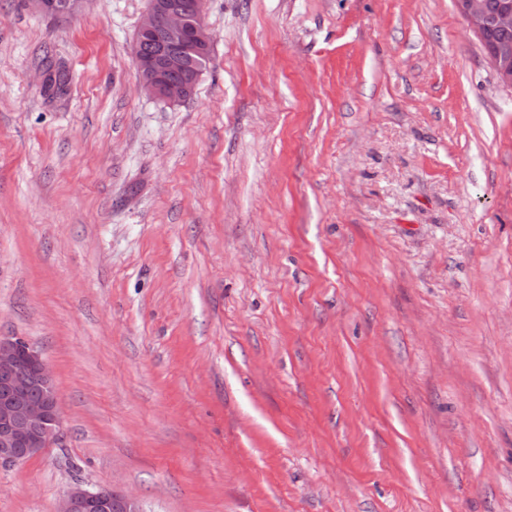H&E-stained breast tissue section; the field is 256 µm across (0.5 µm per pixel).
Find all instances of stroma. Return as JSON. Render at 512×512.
<instances>
[{
	"instance_id": "35a3bbf8",
	"label": "stroma",
	"mask_w": 512,
	"mask_h": 512,
	"mask_svg": "<svg viewBox=\"0 0 512 512\" xmlns=\"http://www.w3.org/2000/svg\"><path fill=\"white\" fill-rule=\"evenodd\" d=\"M145 8L0 0V336L62 415L0 512H512V89L453 0H206L175 105ZM27 6L33 11L56 18L74 14L82 7V0H28ZM146 10L130 44L139 73V89L151 98L169 104L188 99L210 62L207 57L192 55L181 82L170 79L180 73L189 54H206L212 47V35L204 21L205 0H147ZM153 44L146 56L144 47ZM147 45V54L151 51ZM44 71L48 74L52 92L50 94L43 93L48 98H62L69 93V74L67 68L62 63L53 62V59L47 57ZM42 71L41 88L43 89L47 83V74ZM145 512L142 501L134 494L113 486H70L61 497L56 512Z\"/></svg>"
}]
</instances>
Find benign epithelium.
Segmentation results:
<instances>
[{"mask_svg": "<svg viewBox=\"0 0 512 512\" xmlns=\"http://www.w3.org/2000/svg\"><path fill=\"white\" fill-rule=\"evenodd\" d=\"M83 0H27L33 11L56 18L74 14ZM205 0H147L146 10L130 44L139 73V89L151 98L180 103L194 92L197 80L181 82L170 76L181 72L190 54H206L212 35L204 21ZM466 28L483 40L491 25L512 28V0H502L489 15L485 0H456ZM153 53L145 55L146 44ZM499 83L512 88V44L496 46L488 55ZM40 388L36 399L5 398L0 401V466H10L36 455L56 442L62 416L51 370L40 353L19 337L0 336V389L8 392L21 368ZM56 512H145L134 494L112 486H70Z\"/></svg>", "mask_w": 512, "mask_h": 512, "instance_id": "benign-epithelium-1", "label": "benign epithelium"}]
</instances>
